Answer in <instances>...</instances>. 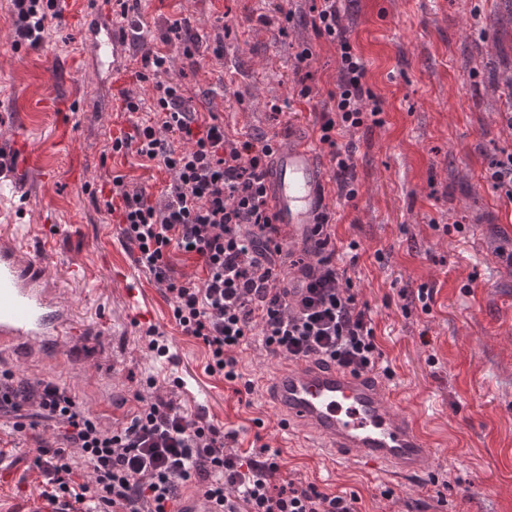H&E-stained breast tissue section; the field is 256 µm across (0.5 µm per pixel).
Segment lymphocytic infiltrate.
Masks as SVG:
<instances>
[{
	"label": "lymphocytic infiltrate",
	"mask_w": 512,
	"mask_h": 512,
	"mask_svg": "<svg viewBox=\"0 0 512 512\" xmlns=\"http://www.w3.org/2000/svg\"><path fill=\"white\" fill-rule=\"evenodd\" d=\"M13 2L19 42L39 47L53 0ZM336 2L321 0L312 8L311 24L318 37L335 44L339 67L319 141L332 149L339 197L351 201L357 195L352 153L338 149L336 135L368 121L382 124L383 107L365 83V63ZM167 61L165 53H148L136 74L151 82V102L121 93L123 111L150 108L155 122L113 138L110 149L135 152L172 175L159 199L119 180L112 195L119 201L121 235L136 262L169 294L176 325L205 345L208 372L240 384L245 394L253 382L239 372L235 352L253 335L268 352L291 360L376 371L382 353L366 306L328 248L330 224L319 226L314 262L291 260L265 186L271 138L230 139L215 113L189 105L181 86L164 80ZM176 138L185 148L173 146ZM174 250L197 261L200 277L175 276ZM134 400V410L107 427L66 387L0 372V416L12 417L13 430L24 432L33 416L57 431L53 439H36L33 463L43 475L42 498L61 504L63 512H175L186 484L201 489L221 512H360L353 494L273 485L278 452L265 445L254 457L227 451L205 413L140 393ZM82 465L89 472L85 480L78 474Z\"/></svg>",
	"instance_id": "1"
}]
</instances>
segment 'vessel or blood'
I'll return each instance as SVG.
<instances>
[{"label": "vessel or blood", "instance_id": "b4317fda", "mask_svg": "<svg viewBox=\"0 0 512 512\" xmlns=\"http://www.w3.org/2000/svg\"><path fill=\"white\" fill-rule=\"evenodd\" d=\"M56 4L64 18L79 23L80 54L100 77L112 80L131 66V34L117 22L113 0ZM42 83L43 98L18 99L23 116L69 107V93L58 90L51 72H44ZM326 182L312 141L291 138L277 145L267 192L289 243L312 242L325 211ZM79 334L49 287L46 268L20 260L16 247L0 246V354L20 361L54 359L62 347L78 349ZM263 398L281 430L309 435L330 460L372 465L399 480L422 474L436 460L434 443L381 378L300 360L273 372Z\"/></svg>", "mask_w": 512, "mask_h": 512}]
</instances>
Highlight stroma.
<instances>
[{"label": "stroma", "instance_id": "35a3bbf8", "mask_svg": "<svg viewBox=\"0 0 512 512\" xmlns=\"http://www.w3.org/2000/svg\"><path fill=\"white\" fill-rule=\"evenodd\" d=\"M277 0H138L132 20L142 22L133 65L117 88L151 100V83L137 81L143 55L171 56L166 80L180 84L193 106H206L234 137L264 132L316 141L317 158L330 166L329 146L318 143L327 92L338 81L335 45L316 37L307 21L310 0H288L291 21L275 12ZM342 21L367 66V86L383 102L384 123L337 136L352 145L357 196L329 195L336 263L354 265L353 290L369 307L386 382L423 427L445 440V457L429 472L393 484L379 469L331 464L302 437L280 430L260 394L241 401L223 377L209 374L208 351L176 326L170 303L148 270L122 241L108 212L113 180L159 195L168 172L135 153L112 162V130L132 131L149 111L103 106L93 71L82 67L78 25L47 14L46 42L17 45L10 0H0V244L23 259L47 265L60 305L87 331L88 356L62 351L50 363L23 364L0 355V370L65 385L103 424L112 395L146 392L191 413L205 412L242 453L260 446L279 451L276 485H316L357 495L360 512H512V200L490 178L492 164L512 153V83L489 90L491 78L512 69V0H339ZM270 24L258 22V15ZM187 19L204 43L222 39L223 56L205 52L198 64L176 54L161 37ZM312 46L308 72L295 56ZM65 67V89H79L67 150L55 145L57 117L39 112L28 123L31 149L45 155L51 178L19 173L14 103L44 89L38 74ZM310 101L294 96L299 85ZM283 104L272 114L270 102ZM89 164L80 180L69 173L71 155ZM54 235H46L45 225ZM83 271L72 279L70 268ZM433 288L430 312L406 304L402 289ZM137 289L130 299L128 289ZM169 349H149L148 328ZM238 368L256 380L287 365L259 337L237 350ZM181 387H173V379ZM52 438L45 423L13 434L0 418V463L14 472L0 487V512L17 499L39 495L42 477L30 464L33 436Z\"/></svg>", "mask_w": 512, "mask_h": 512}]
</instances>
